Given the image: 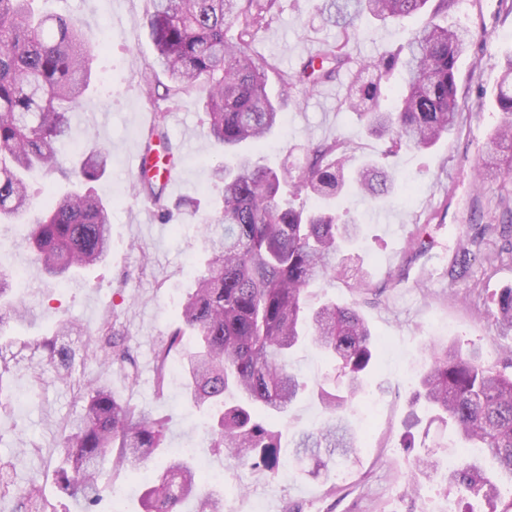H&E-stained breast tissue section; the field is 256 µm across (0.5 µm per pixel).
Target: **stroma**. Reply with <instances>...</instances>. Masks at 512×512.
I'll list each match as a JSON object with an SVG mask.
<instances>
[{"instance_id":"35a3bbf8","label":"stroma","mask_w":512,"mask_h":512,"mask_svg":"<svg viewBox=\"0 0 512 512\" xmlns=\"http://www.w3.org/2000/svg\"><path fill=\"white\" fill-rule=\"evenodd\" d=\"M33 7L41 14H68L85 29L107 36L93 64L98 83L73 115L71 144L63 152L71 154L73 147L85 144L89 128L81 116L92 115L91 129L112 156L108 174L96 184L99 195L112 203V254L105 264L66 284L27 275L15 295L26 304L28 315L0 328V347L53 335L64 320L94 336L106 318L116 317L134 361L136 382L128 383L118 368L81 357L75 360V374L107 382L121 398L167 417L168 446L193 445L199 463L223 474L228 489L224 512H252L258 499L267 503L268 512H443L456 507L455 489L442 480L421 481L414 491L408 484L415 455L429 451L438 459L457 456L452 429L421 420L411 451L404 448L403 435L409 398L426 368V344L481 347L488 363L499 369L512 360V334L500 335L491 302L492 292L512 286V258L491 279L471 260L458 278L448 275L473 225L500 223L495 204L512 190L510 182L476 179L486 159V143L500 122L494 93L499 54L512 46V0H465L450 17L451 23L476 34L458 63L464 115L459 129L428 150H403L386 158L396 177L391 195L368 202L348 193L339 200L341 209L350 210L361 223L362 237L347 256L348 279L311 289L310 302L330 298L357 303L380 338L371 382L379 409L370 418L364 395L349 400L347 412L358 433V448L349 462L329 463L312 477L286 446L275 478L213 453L207 419L187 402L179 380L162 392L154 382L157 345L205 266L200 228L219 199L211 170L220 155L206 146L204 91L183 98L173 109L166 100L148 96L140 73L154 59L155 48L148 29L137 20L151 10L150 0H35ZM338 36V29L321 20L313 0H280L278 14L259 34L256 47L281 68L291 69L323 41ZM401 41L393 25L364 21L348 50L367 61ZM345 89L341 79L301 97L299 105L285 106L282 126L262 150L268 163L300 159L302 145L336 138L357 143L353 165L383 156L386 140L364 135L356 115L340 109ZM163 108L169 111L168 134L179 158L176 184L166 191L171 216L165 222L156 218L147 199L135 194L131 170L132 154L143 149L153 114ZM420 224L427 227L430 246L417 254L409 240ZM358 278L378 293V301L348 288V280ZM0 386L7 392L0 399V475L15 485L37 484L56 512H82V504L54 474L58 427L80 412L75 390L58 380L53 364L44 358L34 371L20 367L1 377Z\"/></svg>"}]
</instances>
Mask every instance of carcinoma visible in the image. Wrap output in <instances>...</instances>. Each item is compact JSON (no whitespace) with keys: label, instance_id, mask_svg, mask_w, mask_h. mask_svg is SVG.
Instances as JSON below:
<instances>
[{"label":"carcinoma","instance_id":"carcinoma-1","mask_svg":"<svg viewBox=\"0 0 512 512\" xmlns=\"http://www.w3.org/2000/svg\"><path fill=\"white\" fill-rule=\"evenodd\" d=\"M31 0H0V220L22 222L32 210L31 177L63 171L59 144L70 135V116L94 79L98 37L61 15H37ZM143 18L157 51V63L169 81L164 99L179 103L200 85L207 87L203 108L210 146L229 162L214 167L222 184L219 204L205 219L202 237L208 258L195 288L180 303L178 323L161 340L154 356L155 386L168 379L171 353L180 352L187 400L210 412L211 448L237 464L275 478L280 471L283 417L306 390L288 368V354L305 344L332 359L348 380L349 393L363 390L378 339L353 304L328 301L308 306L306 290L325 279L345 278L343 251L359 236L360 226L341 218L333 201L345 190L375 198L392 191L395 179L380 161L351 173L353 143L336 138L303 147V159L278 169L264 166L243 145L263 143L280 121L283 106L301 88L350 75L341 106L356 113L370 135L386 136L385 155L403 149L424 151L462 123L458 61L468 48L467 28L444 26L435 18L458 0H316V11L337 27L341 37L321 44L317 53L292 72L258 54V34L277 14L279 0H152ZM431 20L408 32L404 42L377 59L362 63L347 50L356 23L364 18L405 21L422 12ZM238 24L228 34L229 23ZM495 94L501 121L493 156L478 181L512 179V49L500 60ZM277 76L280 93L267 92L268 73ZM168 111L155 113L145 149L161 148L170 166L176 158L164 126ZM111 167L108 149L90 143L79 154L76 188L49 197L46 212L25 224L22 243L34 253L40 278L64 284L79 270L105 261L112 252L109 203L94 183ZM161 218L169 215L164 186L144 176L138 181ZM505 223L486 224L468 240L478 247L498 228L512 232V208L503 198ZM13 275L0 269V326L24 314L10 296ZM496 325L512 332V287L493 294ZM78 328L61 324L50 337L22 342V348L58 362L68 378L74 350L64 342ZM105 361L128 363L115 326L100 329ZM428 370L413 391L414 403L431 407V420L451 427L461 447L481 448L448 470L464 508L482 500L489 512H512V374L484 360L481 348L462 350L434 342L427 347ZM318 400L329 412L326 423L292 436L298 463L314 474L325 460L355 452V432L345 415L347 399L317 384ZM83 402L77 421L61 428L56 477L77 501L95 503L105 488V465L137 472L156 460L158 473L147 481L143 512H182L189 500L195 512H224V489L198 493L201 476L193 461L178 453L158 455L167 419L121 399L97 383L78 389ZM436 460L419 456L410 477L431 479ZM21 512H49L51 503L32 484L5 486Z\"/></svg>","mask_w":512,"mask_h":512}]
</instances>
